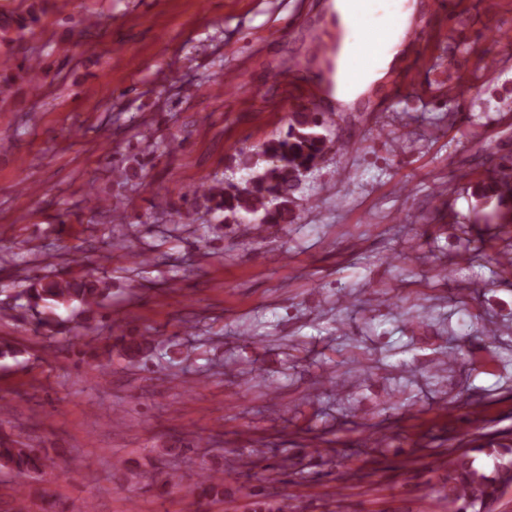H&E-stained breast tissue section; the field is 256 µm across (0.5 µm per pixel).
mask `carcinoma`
Here are the masks:
<instances>
[{"label":"carcinoma","mask_w":512,"mask_h":512,"mask_svg":"<svg viewBox=\"0 0 512 512\" xmlns=\"http://www.w3.org/2000/svg\"><path fill=\"white\" fill-rule=\"evenodd\" d=\"M40 62L27 59L13 67L8 63L0 66V96L7 98L19 77L36 86L33 70ZM316 112H306L300 107L292 113L288 131L283 136L263 142L254 152H241L238 170L247 174L241 183H229L214 178L206 183V189L192 196V202L201 204L207 211L220 212L225 216L252 219L260 230L273 224H292L295 221L294 194L300 189L304 172L313 170L327 148V141L317 128L323 126ZM478 196L494 203L491 219L502 226L512 224V159L494 165L477 189ZM110 295V283L102 278H74L65 272L52 275L35 274L27 277L21 307L31 313H39L38 327L49 337L58 334L69 336L72 344L83 343L94 357L112 358L116 352L129 364L137 365L152 355L157 347L155 337L135 329L121 331L110 337V342L99 347L84 337L93 332L92 321ZM80 305L83 321L75 326L54 322L46 316V310L58 304L72 302ZM483 454L494 460L488 471L476 463L475 454ZM47 453L32 448L11 436L0 434V469L25 480L41 472ZM512 484V444L489 442L459 452L448 465L439 492L448 500L450 512H478V509L498 499L503 488ZM224 480L214 475L200 482V493L195 503L224 495ZM251 512H287V505L273 506L269 494L251 489Z\"/></svg>","instance_id":"obj_1"}]
</instances>
